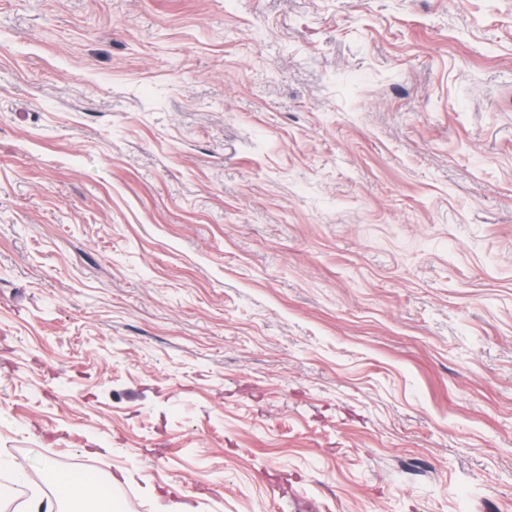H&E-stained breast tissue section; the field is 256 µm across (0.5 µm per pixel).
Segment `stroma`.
<instances>
[{
    "label": "stroma",
    "mask_w": 512,
    "mask_h": 512,
    "mask_svg": "<svg viewBox=\"0 0 512 512\" xmlns=\"http://www.w3.org/2000/svg\"><path fill=\"white\" fill-rule=\"evenodd\" d=\"M48 461L512 512V0H0V512Z\"/></svg>",
    "instance_id": "1"
}]
</instances>
